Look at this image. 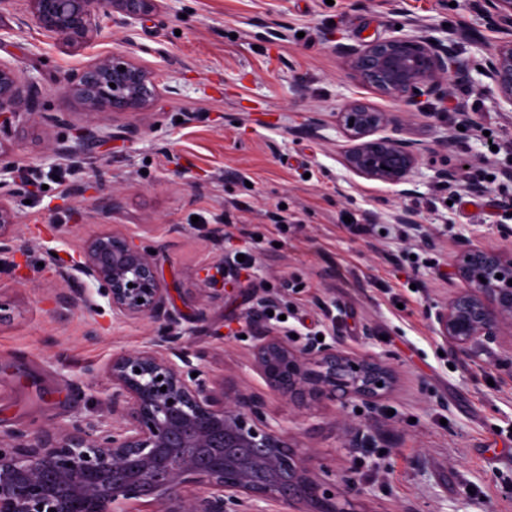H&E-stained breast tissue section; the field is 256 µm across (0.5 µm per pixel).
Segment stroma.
<instances>
[{
	"label": "stroma",
	"mask_w": 512,
	"mask_h": 512,
	"mask_svg": "<svg viewBox=\"0 0 512 512\" xmlns=\"http://www.w3.org/2000/svg\"><path fill=\"white\" fill-rule=\"evenodd\" d=\"M0 61L31 85L0 129V179L14 232L0 250V432L111 419L105 367L156 335L116 320L99 282L76 269L109 231L150 252L194 365L228 398L256 395L320 494L347 512H512V327L463 349L438 313L466 283L464 242L512 253V112L484 77L441 84L418 106L358 83L337 46L412 28L458 31V59L481 63L512 39L485 0H158L143 19L104 26L83 50L47 38L26 0L0 6ZM124 53L155 74L147 111L103 118L64 95L95 58ZM474 120L449 119V92ZM352 101L395 113L427 148L401 188L349 171L336 114ZM97 132L82 144L77 128ZM448 178H439V171ZM44 191L31 197L28 176ZM369 234L352 233L353 223ZM256 263L210 298L206 271L232 251ZM293 311L279 335L383 362L378 398L291 401L255 362L261 300Z\"/></svg>",
	"instance_id": "stroma-1"
}]
</instances>
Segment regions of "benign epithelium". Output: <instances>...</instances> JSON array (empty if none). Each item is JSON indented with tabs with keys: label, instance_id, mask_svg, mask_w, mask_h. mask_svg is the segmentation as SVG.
Returning <instances> with one entry per match:
<instances>
[{
	"label": "benign epithelium",
	"instance_id": "7a95c632",
	"mask_svg": "<svg viewBox=\"0 0 512 512\" xmlns=\"http://www.w3.org/2000/svg\"><path fill=\"white\" fill-rule=\"evenodd\" d=\"M28 2L37 27L71 47L87 43L115 14L130 23L156 4ZM488 7L492 16L512 21V0H488ZM345 55L360 84L401 103H421L437 93L441 76L467 73L463 63L449 68L444 39L421 28L347 48ZM480 67L496 103L512 107V41ZM156 90L151 73L114 53L89 63L78 83L61 87L87 112L109 115L146 111ZM24 104L15 69L0 63V123L20 117ZM336 122L353 142L344 157L350 171L393 186L412 183L426 149L390 135L396 128L393 113L352 102L337 113ZM11 196L0 193L1 244L9 242L13 230ZM453 267L471 291L439 313L442 334L462 348L496 342L500 326L512 321V257L467 244ZM78 269L106 286L117 318L162 320L164 325L146 346L116 353L107 364L112 421L75 422L53 433L21 427L0 434V512H108L111 504L139 512L145 499L161 512H227V504L251 500L312 503L315 512H340L336 499L318 495L258 400L227 401L224 386L192 366L174 334V318L165 313L168 289L134 242L101 234L87 243ZM255 362L286 397L307 392L327 400L375 398L390 383L389 370L372 358H352L333 346L297 350L275 335L256 348Z\"/></svg>",
	"mask_w": 512,
	"mask_h": 512
}]
</instances>
